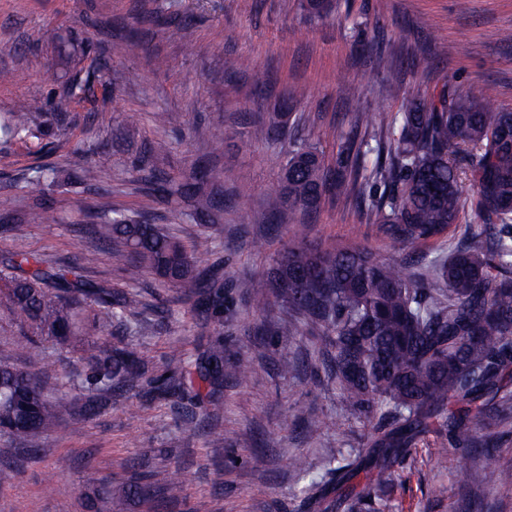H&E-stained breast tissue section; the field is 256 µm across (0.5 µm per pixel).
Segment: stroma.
<instances>
[{
    "mask_svg": "<svg viewBox=\"0 0 512 512\" xmlns=\"http://www.w3.org/2000/svg\"><path fill=\"white\" fill-rule=\"evenodd\" d=\"M161 12L177 26L164 34L152 16ZM429 26H420V19ZM512 0H334L332 12L308 19L301 0H0V113L30 99L57 111L58 92L76 66L97 58L109 65L108 91L96 104H69L63 144L36 154L19 141L0 144V218L25 211L32 196L25 184L40 165L75 171L97 150L112 155L101 189L83 185L47 190L53 207L44 224H25L0 235V250L21 249L58 258L92 246L81 224L102 210L152 223L193 243L201 226L188 200L165 199L138 182L134 162L158 139L166 152L157 168L178 176L186 192L200 167L219 170L208 182L224 223L201 242L204 267L224 275V360L254 351L252 376H225L223 396L210 404L185 390L164 400L117 391L88 419L63 417L57 434L42 439L40 453L23 459L0 435V512H96L89 497L98 477L127 484L156 482L167 472L185 478L184 495L124 502L120 512H309L306 490L329 469L365 454L373 428L345 402L320 340L309 333L281 335L293 311L275 302L257 306L251 285L267 277L278 252L292 240L320 249L360 247L382 256L397 250L426 267L480 229L473 216L453 225L444 241L398 244L381 225L361 219L353 201L331 191L317 212L271 214L267 196L278 185L289 144L301 138L326 154L337 151L334 132L348 127L354 112H395L407 90L435 93L444 82L459 90L484 85L496 90L497 107L512 110ZM140 47L126 49L129 38ZM265 74L255 84L252 73ZM305 98L292 97L295 88ZM179 112L180 129L158 134L157 112ZM270 112L289 120L282 133L263 139L250 132ZM87 151L75 155L77 143ZM150 307L140 324L121 329L119 339L140 351L149 376L169 373V338L182 339L189 355L207 346L214 322L203 321L175 299L154 275L132 287ZM289 357L295 369L282 373ZM318 415L320 434L308 435L304 420ZM195 416L197 430L185 428ZM224 430L212 442L211 431ZM447 444L434 456L437 444ZM306 461L304 471L291 465ZM512 469V422L500 424L489 446L450 445L446 430L425 429L393 466L395 480L369 491L365 512H512V484L480 481L486 464ZM57 473L53 493L43 491L47 470Z\"/></svg>",
    "mask_w": 512,
    "mask_h": 512,
    "instance_id": "35a3bbf8",
    "label": "stroma"
}]
</instances>
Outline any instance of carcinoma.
<instances>
[{"label": "carcinoma", "mask_w": 512, "mask_h": 512, "mask_svg": "<svg viewBox=\"0 0 512 512\" xmlns=\"http://www.w3.org/2000/svg\"><path fill=\"white\" fill-rule=\"evenodd\" d=\"M105 66L96 62L86 79L73 77L62 98L84 101L94 86H106ZM491 89L460 92L450 82L426 98L418 89L403 95L399 112H355L349 129L336 131L339 149L337 188L361 206L371 224L382 225L392 239L414 244L438 238L461 220L468 199L464 182L475 190L474 216L480 232L432 262L427 273L409 271L398 253L378 257L355 247L318 249L303 244L277 257L270 275L252 284L258 298L269 295L298 314L309 332L321 337L331 375L347 404L370 423L377 412L387 427L371 441L363 470L372 489L392 481V466L429 423L448 430L454 445L488 443V418L512 403V111L491 107ZM33 101L0 121V139L25 140L42 151L64 135L67 113L46 124ZM285 114L268 113L254 130L268 137L281 129ZM155 126L166 132L182 123L178 112H156ZM374 156L367 163L368 156ZM468 161L467 167L458 158ZM112 167L106 152L80 167L77 182L93 187ZM140 179L164 197L184 194V185L163 175L148 161L137 167ZM331 166L317 147L300 142L288 154L279 188L267 199L273 214L317 210L326 201ZM44 187L62 182L54 166L36 171ZM384 187L364 204V188ZM193 211L219 229L211 195L199 186ZM51 207L35 200L27 224H44ZM95 241L106 247L110 263L130 284L153 274L172 287L203 320L224 310V281L200 269L201 257L148 219L124 216L89 223ZM99 262L95 248L75 251L55 261L23 250L0 251V310L24 336L23 363L0 364V433L28 446L54 433L61 415L73 410L90 416L112 401V391L140 389L168 398L183 385L184 351L180 339L168 345L172 373L157 382L147 376L139 352L112 342L114 328L125 324L141 301L133 292L94 280ZM217 338L191 362L198 388L219 398L224 371L242 379L253 371V355L224 364V344ZM38 338L78 348L95 394L74 402L51 400L45 393L49 371ZM358 470L348 463L328 472L305 496L314 512H333V495L345 489L350 508L358 507L345 488ZM481 480L489 486L512 482V471L486 465ZM168 498L183 490L170 475L159 486Z\"/></svg>", "instance_id": "carcinoma-1"}]
</instances>
